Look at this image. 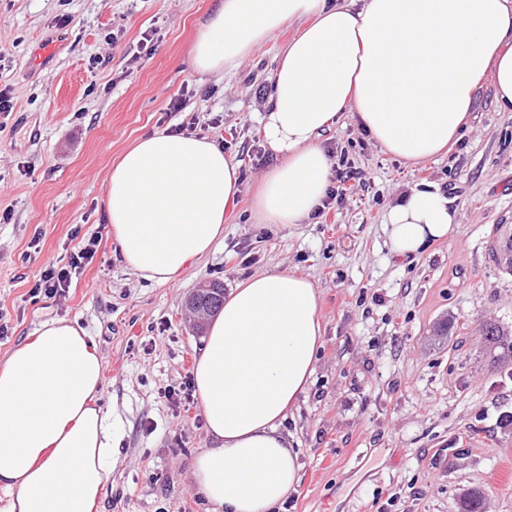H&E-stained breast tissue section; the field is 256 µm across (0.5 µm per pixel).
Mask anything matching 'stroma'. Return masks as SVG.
<instances>
[{"label": "stroma", "mask_w": 512, "mask_h": 512, "mask_svg": "<svg viewBox=\"0 0 512 512\" xmlns=\"http://www.w3.org/2000/svg\"><path fill=\"white\" fill-rule=\"evenodd\" d=\"M216 0H0V361L36 330L66 318L103 360L99 404L118 437L98 512H211L191 468L207 446L187 383L203 336L185 301L202 281L225 287L292 270L320 291L322 347L285 428L301 463L281 512H460L468 491L483 512H512V373L494 368L480 325L512 331V272L493 251L512 235V112L491 86L448 154L412 169L380 152L345 115L325 150L356 172L329 213L290 227L257 223L251 209L274 157L260 114L296 25L235 69L192 63ZM153 40L140 54L145 33ZM59 44L47 63L31 52ZM185 94L182 112L167 106ZM192 121L226 139L242 175L224 239L169 284L143 280L115 255L103 207L107 178L140 137ZM439 184L456 232L419 256H392L384 216L410 186ZM98 237L68 293L32 302L41 272ZM173 391L166 399L165 391Z\"/></svg>", "instance_id": "1"}]
</instances>
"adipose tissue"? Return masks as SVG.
<instances>
[{
    "instance_id": "obj_1",
    "label": "adipose tissue",
    "mask_w": 512,
    "mask_h": 512,
    "mask_svg": "<svg viewBox=\"0 0 512 512\" xmlns=\"http://www.w3.org/2000/svg\"><path fill=\"white\" fill-rule=\"evenodd\" d=\"M295 21L261 118L280 162L255 195L260 223L299 224L321 206L331 169L321 138L343 113L384 153L416 166L457 140L481 85L512 112V0H217L193 65L235 68ZM240 185L212 139L141 137L108 176L117 255L144 280L173 281L223 238ZM456 223L439 185L410 187L387 212L389 248L422 254ZM318 306L306 277L263 272L232 288L210 323L192 370L209 445L191 477L212 512H275L296 489L298 453L282 426L313 374ZM102 387L95 343L65 318L0 362V512H96L116 445L96 405Z\"/></svg>"
}]
</instances>
